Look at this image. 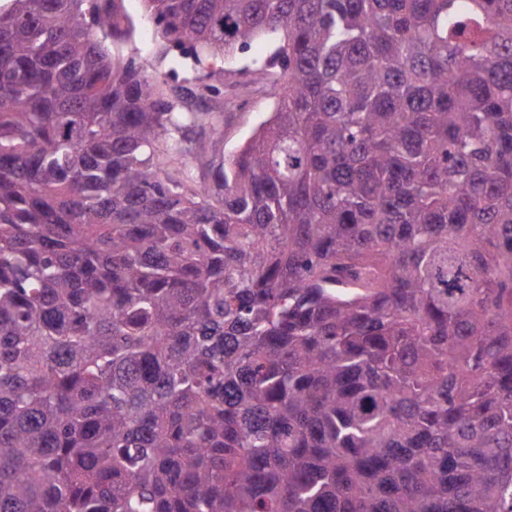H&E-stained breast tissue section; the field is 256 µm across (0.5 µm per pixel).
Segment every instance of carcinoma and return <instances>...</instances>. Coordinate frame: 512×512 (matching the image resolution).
<instances>
[{"mask_svg":"<svg viewBox=\"0 0 512 512\" xmlns=\"http://www.w3.org/2000/svg\"><path fill=\"white\" fill-rule=\"evenodd\" d=\"M145 2L279 99L196 190L117 0H0V512H512V0Z\"/></svg>","mask_w":512,"mask_h":512,"instance_id":"1","label":"carcinoma"}]
</instances>
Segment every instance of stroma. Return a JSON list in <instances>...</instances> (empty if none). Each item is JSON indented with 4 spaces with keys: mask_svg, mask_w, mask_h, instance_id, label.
<instances>
[{
    "mask_svg": "<svg viewBox=\"0 0 512 512\" xmlns=\"http://www.w3.org/2000/svg\"><path fill=\"white\" fill-rule=\"evenodd\" d=\"M121 7L133 25L129 41L111 45L117 61H135L148 76L158 78L165 96L181 112H216L221 118V137H213L209 127L192 125L185 129L183 167L198 185L211 183L207 160L222 161L250 137L273 109V88L245 77V70L266 59L270 42L260 39L233 58H216L196 63L193 56L181 53L166 43L149 18L144 0H122ZM219 87V94L203 92V83Z\"/></svg>",
    "mask_w": 512,
    "mask_h": 512,
    "instance_id": "1",
    "label": "stroma"
}]
</instances>
